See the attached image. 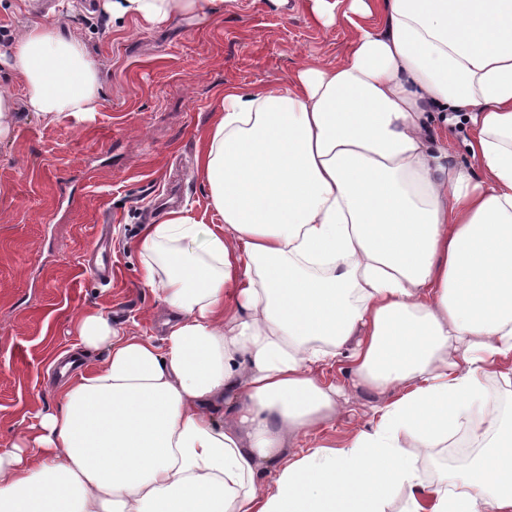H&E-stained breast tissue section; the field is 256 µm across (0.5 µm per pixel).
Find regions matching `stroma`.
I'll return each instance as SVG.
<instances>
[{
  "label": "stroma",
  "instance_id": "1",
  "mask_svg": "<svg viewBox=\"0 0 512 512\" xmlns=\"http://www.w3.org/2000/svg\"><path fill=\"white\" fill-rule=\"evenodd\" d=\"M313 0L288 16L267 0H232L216 19L176 18L143 29L102 10L58 17L103 75L97 111L48 122L22 112L0 143V448L59 401L51 363L74 347L71 321L92 307L115 328L163 336L162 309L142 285L134 244L155 195L204 211L196 170L204 129L225 85L288 88L305 62H337L352 30L318 22ZM50 11L41 0H0V49ZM112 231V279L87 257Z\"/></svg>",
  "mask_w": 512,
  "mask_h": 512
}]
</instances>
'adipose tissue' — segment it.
I'll list each match as a JSON object with an SVG mask.
<instances>
[{"mask_svg":"<svg viewBox=\"0 0 512 512\" xmlns=\"http://www.w3.org/2000/svg\"><path fill=\"white\" fill-rule=\"evenodd\" d=\"M314 2L352 26L343 55L225 86L197 159L218 224L184 206L137 244L162 341L73 319L100 360L0 448V512H512V419L481 405L487 377L512 385V0ZM213 3L103 7L153 26ZM9 58L28 111L96 110L97 63L56 21ZM333 365L379 397L340 446ZM462 429L466 476L424 482L407 443Z\"/></svg>","mask_w":512,"mask_h":512,"instance_id":"adipose-tissue-1","label":"adipose tissue"}]
</instances>
